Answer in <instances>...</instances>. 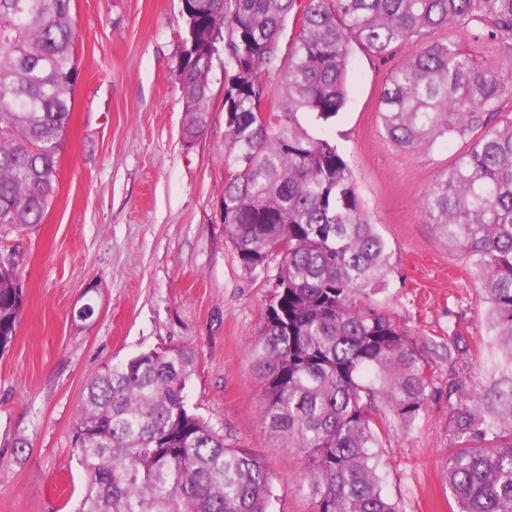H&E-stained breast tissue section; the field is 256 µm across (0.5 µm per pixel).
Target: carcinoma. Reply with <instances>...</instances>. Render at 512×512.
<instances>
[{
    "mask_svg": "<svg viewBox=\"0 0 512 512\" xmlns=\"http://www.w3.org/2000/svg\"><path fill=\"white\" fill-rule=\"evenodd\" d=\"M183 14L224 54V234L249 274L280 260L251 352L263 380L261 422L302 457L299 489L314 512H402L382 488L381 406L415 423L428 366L374 301L387 247L346 161L300 115L327 123L343 108L354 43L384 61L438 29L484 27L475 37L483 61L446 39L397 63L380 115L406 150L465 142L426 192L423 215L465 255L512 358V118L498 110L512 82L495 61L512 58V0H186ZM291 17L297 37L281 61ZM75 38L72 0H0V225L41 223L54 194ZM212 67L207 53L181 44L175 72L188 141L207 123ZM23 301L16 263L0 261V355ZM194 362L183 346L152 349L91 377L74 426L86 476L76 512H270L265 467L188 407ZM495 410L508 429L477 398L453 408L443 471L451 512H512V391Z\"/></svg>",
    "mask_w": 512,
    "mask_h": 512,
    "instance_id": "1",
    "label": "carcinoma"
}]
</instances>
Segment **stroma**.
Listing matches in <instances>:
<instances>
[{
  "mask_svg": "<svg viewBox=\"0 0 512 512\" xmlns=\"http://www.w3.org/2000/svg\"><path fill=\"white\" fill-rule=\"evenodd\" d=\"M72 16L78 79L56 192L41 224L0 227V256L17 262L24 291L14 342L0 356V512H74L85 477L72 432L88 380L167 346L194 351L188 403L267 468L273 512H314L295 487L298 459L260 422L250 351L270 288L224 234V63H214L207 124L189 145L175 75L181 0H73ZM391 68L353 47L347 102L325 134L387 244L376 301L431 374L418 422L391 420L382 438L384 492L403 512H449L441 474L451 408L512 391V366L465 256L422 214L427 189L465 144L407 152L387 138L379 109ZM88 301L95 316L78 320ZM452 329L470 354L448 356ZM455 381L463 389L452 396Z\"/></svg>",
  "mask_w": 512,
  "mask_h": 512,
  "instance_id": "stroma-1",
  "label": "stroma"
}]
</instances>
